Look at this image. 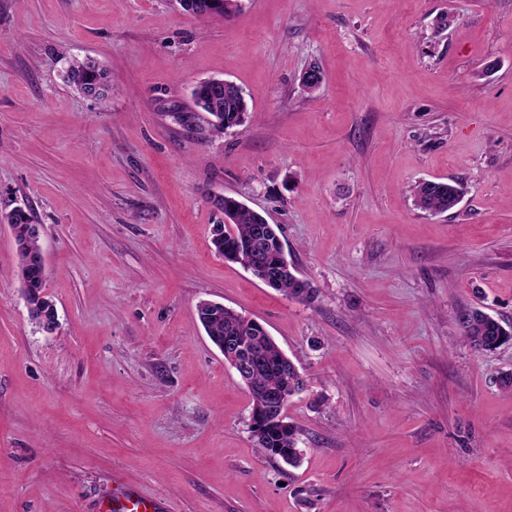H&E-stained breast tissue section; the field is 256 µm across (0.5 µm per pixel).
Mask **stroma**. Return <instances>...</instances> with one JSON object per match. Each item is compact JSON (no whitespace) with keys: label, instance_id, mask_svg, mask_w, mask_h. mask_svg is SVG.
Wrapping results in <instances>:
<instances>
[{"label":"stroma","instance_id":"1","mask_svg":"<svg viewBox=\"0 0 512 512\" xmlns=\"http://www.w3.org/2000/svg\"><path fill=\"white\" fill-rule=\"evenodd\" d=\"M108 71L107 98L66 78ZM320 88L302 90L310 63ZM243 126L214 133L209 78ZM458 207L416 208L421 180ZM279 225L316 291L215 254L214 195ZM39 229L58 326L29 318L0 224V512H103L112 477L170 512H512V0H0V215ZM261 323L307 379L291 466L200 301ZM242 0H176L187 13L200 18L230 17L241 8ZM68 80L76 85L84 94L95 98H103L109 91L107 71L98 61L73 58L69 63ZM235 84L232 81L211 78L200 82L193 90L195 105L207 112L214 121L212 127L218 134L234 127L242 126L247 118V102L241 87L224 85ZM415 206L429 214H444L453 210L464 194L463 184L457 180L448 182L419 181L413 189ZM464 318L460 321L462 334L477 350H495L512 341V325H503L480 308L469 309Z\"/></svg>","mask_w":512,"mask_h":512}]
</instances>
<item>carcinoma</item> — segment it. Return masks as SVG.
Returning <instances> with one entry per match:
<instances>
[{
    "label": "carcinoma",
    "mask_w": 512,
    "mask_h": 512,
    "mask_svg": "<svg viewBox=\"0 0 512 512\" xmlns=\"http://www.w3.org/2000/svg\"><path fill=\"white\" fill-rule=\"evenodd\" d=\"M176 2L185 12L200 18H227L241 8V0ZM68 80L95 98H103L109 91L107 71L99 62L88 58L70 61ZM192 96L195 105L211 116L212 127L218 134L239 127L246 121L247 102L242 88L237 85L226 87L220 79L211 78L200 82ZM463 194V184L457 180H424L413 187L414 205L431 215L453 210ZM212 204L228 218L226 223L219 222L220 228L213 229L212 246L217 255L244 267L259 264L266 268L270 288L288 298L306 303L314 301V288L288 264L278 225L268 223L262 215L231 196L215 197ZM4 220L15 237L19 257L18 276L31 319L40 324L45 319L51 321L57 318L53 302L43 293L44 258L38 243L37 228L32 224L30 215L19 208L6 214ZM197 317L215 346H221L224 336L234 334L245 342L249 351L261 353L263 362L253 376V385L274 393L290 394L303 390L304 376L295 371L293 365L286 364L285 354L277 343L264 334L254 321L213 301L197 307ZM460 325L463 336L478 350H495L512 341L511 324L504 325L477 307L464 313ZM253 415L257 427L251 429V433L260 448L273 457H288L290 464L296 462L300 454L297 427L290 422L282 424L275 421V416L260 406L253 408Z\"/></svg>",
    "instance_id": "obj_1"
}]
</instances>
